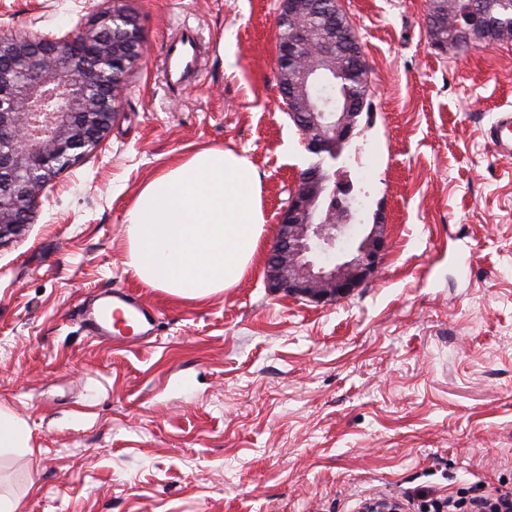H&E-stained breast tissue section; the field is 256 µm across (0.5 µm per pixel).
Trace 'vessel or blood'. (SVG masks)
Listing matches in <instances>:
<instances>
[{"instance_id":"1","label":"vessel or blood","mask_w":512,"mask_h":512,"mask_svg":"<svg viewBox=\"0 0 512 512\" xmlns=\"http://www.w3.org/2000/svg\"><path fill=\"white\" fill-rule=\"evenodd\" d=\"M163 59L170 84L187 87L193 84L198 72L199 46L195 34L186 30L166 39ZM488 141L494 152L504 158H512V113H500L489 128ZM125 307L139 323L136 340L151 339L154 331V315L145 309L139 296L131 291L115 289L83 308L81 317L92 339L116 341L113 316L116 306Z\"/></svg>"}]
</instances>
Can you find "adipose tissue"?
Wrapping results in <instances>:
<instances>
[{
    "label": "adipose tissue",
    "mask_w": 512,
    "mask_h": 512,
    "mask_svg": "<svg viewBox=\"0 0 512 512\" xmlns=\"http://www.w3.org/2000/svg\"><path fill=\"white\" fill-rule=\"evenodd\" d=\"M260 176L244 155L199 150L159 172L125 215L127 265L145 286L201 300L233 287L263 233ZM27 421L0 409V460L31 456Z\"/></svg>",
    "instance_id": "obj_1"
}]
</instances>
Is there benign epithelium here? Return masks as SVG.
<instances>
[{"label": "benign epithelium", "instance_id": "benign-epithelium-1", "mask_svg": "<svg viewBox=\"0 0 512 512\" xmlns=\"http://www.w3.org/2000/svg\"><path fill=\"white\" fill-rule=\"evenodd\" d=\"M319 0H283L285 16L320 14L327 39L312 42L308 28L297 27L281 46L276 62L306 56L310 64L297 83L312 88L306 111L291 112L304 144L316 156L336 152L358 127L356 99L348 97L333 108L320 93L318 69L334 76L356 64L338 62L342 53L332 29L336 7L320 9ZM142 57L141 34L132 16L114 2L88 27L63 35L32 31L0 36V244L17 234L40 203L57 174L86 151L101 147L116 118L124 75ZM55 101L47 127L33 128L32 115ZM67 165H61L62 159ZM321 164L303 171L288 205L281 208L274 245L266 258V277L275 291L325 303L351 295L377 271L386 241L381 225H372L349 260L341 255L345 225L340 182L325 186Z\"/></svg>", "mask_w": 512, "mask_h": 512}]
</instances>
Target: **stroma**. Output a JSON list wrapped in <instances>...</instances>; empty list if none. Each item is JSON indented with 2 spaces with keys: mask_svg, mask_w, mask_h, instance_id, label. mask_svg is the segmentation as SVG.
Listing matches in <instances>:
<instances>
[{
  "mask_svg": "<svg viewBox=\"0 0 512 512\" xmlns=\"http://www.w3.org/2000/svg\"><path fill=\"white\" fill-rule=\"evenodd\" d=\"M124 2L146 53L102 147L0 243V408L34 449L0 464L20 512H448L511 494L512 159L486 131L512 111V42L438 50L429 0H339L371 102L335 166L361 203L343 248L380 224L386 250L376 278L317 304L265 278L287 190L316 161L278 87L281 0ZM109 3L0 0V32L63 34ZM185 26L201 76L173 90L161 45ZM210 147L257 168L264 233L236 286L187 300L133 275L124 218L162 167ZM114 288L155 311L156 344L80 328L74 311Z\"/></svg>",
  "mask_w": 512,
  "mask_h": 512,
  "instance_id": "stroma-1",
  "label": "stroma"
}]
</instances>
